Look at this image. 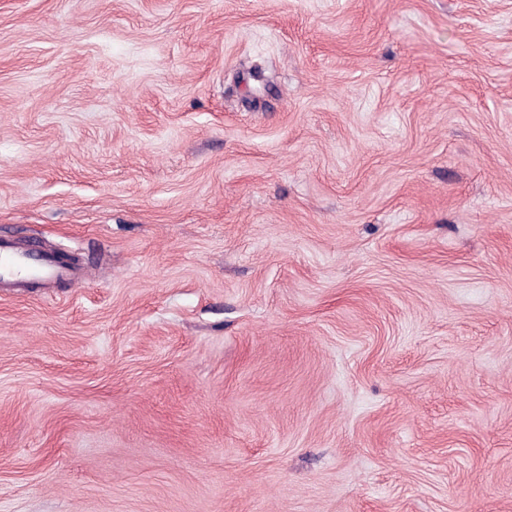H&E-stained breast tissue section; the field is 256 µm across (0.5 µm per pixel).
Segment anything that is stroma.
<instances>
[{
	"label": "stroma",
	"instance_id": "obj_1",
	"mask_svg": "<svg viewBox=\"0 0 512 512\" xmlns=\"http://www.w3.org/2000/svg\"><path fill=\"white\" fill-rule=\"evenodd\" d=\"M0 512H512V0H0ZM27 277L38 278H70L68 269L50 258L37 261L26 250L6 247L0 244V280L17 283Z\"/></svg>",
	"mask_w": 512,
	"mask_h": 512
}]
</instances>
